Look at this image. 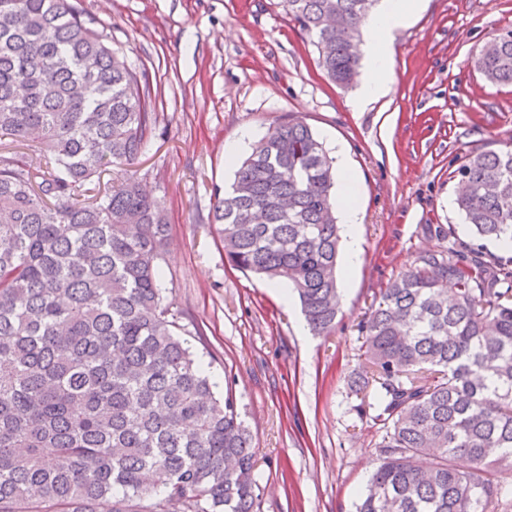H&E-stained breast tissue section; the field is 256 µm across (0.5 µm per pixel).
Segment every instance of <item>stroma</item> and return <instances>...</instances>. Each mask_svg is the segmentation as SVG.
<instances>
[{
  "label": "stroma",
  "instance_id": "obj_1",
  "mask_svg": "<svg viewBox=\"0 0 512 512\" xmlns=\"http://www.w3.org/2000/svg\"><path fill=\"white\" fill-rule=\"evenodd\" d=\"M129 63L150 74L157 133L132 171L168 217L163 286L216 385L233 391L251 431L256 512H355L377 457L376 425L359 417L360 323L375 294L436 249L428 224L461 229L457 169L473 151L512 143V86H491L473 62L512 30V0H420L389 41L386 95L354 109L358 87L332 84L281 0H76ZM305 121L349 160L361 213L360 263L339 279L328 336L300 332L297 296L232 269L206 218L216 190L274 118Z\"/></svg>",
  "mask_w": 512,
  "mask_h": 512
}]
</instances>
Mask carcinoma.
<instances>
[{
  "instance_id": "obj_1",
  "label": "carcinoma",
  "mask_w": 512,
  "mask_h": 512,
  "mask_svg": "<svg viewBox=\"0 0 512 512\" xmlns=\"http://www.w3.org/2000/svg\"><path fill=\"white\" fill-rule=\"evenodd\" d=\"M282 3L350 86L375 0ZM474 66L512 85V31ZM149 88L69 0H0V134L52 160L0 153V512H254L250 430L167 301L166 216L138 179L100 182L155 136ZM334 163L283 113L208 218L228 262L288 284L318 335L339 311ZM457 174L473 235L512 241V148ZM361 332L376 376L354 380L356 412L381 435L356 512H512V267L467 244L421 253Z\"/></svg>"
}]
</instances>
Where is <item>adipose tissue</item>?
Instances as JSON below:
<instances>
[{
	"label": "adipose tissue",
	"instance_id": "obj_1",
	"mask_svg": "<svg viewBox=\"0 0 512 512\" xmlns=\"http://www.w3.org/2000/svg\"><path fill=\"white\" fill-rule=\"evenodd\" d=\"M415 6L416 0H386L385 8L373 17L372 43L366 61L369 77L361 90V102L366 103L384 95L393 67L388 36L407 21Z\"/></svg>",
	"mask_w": 512,
	"mask_h": 512
}]
</instances>
